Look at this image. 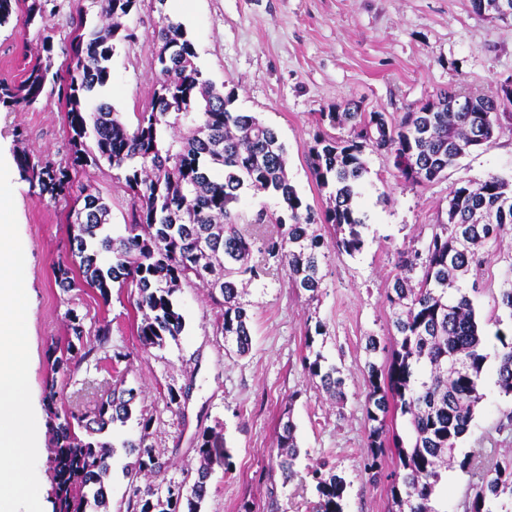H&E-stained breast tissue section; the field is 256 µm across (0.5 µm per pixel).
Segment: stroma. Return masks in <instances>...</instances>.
I'll list each match as a JSON object with an SVG mask.
<instances>
[{"instance_id":"obj_1","label":"stroma","mask_w":512,"mask_h":512,"mask_svg":"<svg viewBox=\"0 0 512 512\" xmlns=\"http://www.w3.org/2000/svg\"><path fill=\"white\" fill-rule=\"evenodd\" d=\"M180 22L193 43L205 78L233 92L237 111L272 127L284 144L288 177L314 210L329 202L308 165V148L318 131V113L348 100L368 112L401 117L436 92L459 90L491 95L512 81V17L476 13L471 0H140L127 19L129 39L115 42L111 76L96 96L112 105L127 124L149 103L156 83L154 25L160 15ZM36 27H0V80L20 82L36 56ZM69 127L57 100L29 109L0 106V195L9 199L11 222L23 243L19 278L28 296L22 333L28 350L27 394L37 412L43 448L51 446V418L44 401L47 384L60 394L58 410L89 409L115 385L134 390L133 414L104 437L115 448L112 479L105 487L109 512H127L133 487L125 467L124 440L144 439L164 464L162 485L192 482L199 466L197 435L219 432L225 452L214 458L201 512H308L317 493L308 471L328 462L346 482L344 512H388L398 458L385 447L378 480L364 471L370 424L365 416L368 356L365 343L389 344L391 309L386 293L399 251L423 247L444 218L453 189L489 176L512 179V122L503 121L486 146L459 158L438 180L411 185L395 175L384 154L366 152L367 171L358 185L364 218L359 253L329 252L316 298L295 292L288 271L242 285L251 315L252 347L243 357L227 355L216 330L219 311L198 282L183 283L175 298L185 318L178 339L143 347L133 328L135 309L124 290L101 298L89 287L63 292L54 267L69 248L73 200L41 201L20 178L19 151L65 166L70 162ZM89 192L111 209V228L121 231L131 193L118 170L89 165L77 175ZM512 277V232L491 245L471 295L485 337L487 362L483 399L457 458L495 449L512 459V435L498 434L504 410L512 407L497 384L498 333L512 332V313L499 306V288ZM77 315L86 340L97 322H112V353L125 356L117 368L81 364L73 372L54 364L56 343L69 336ZM322 326L313 344L308 331ZM322 354L345 379V397L330 398L316 387L303 356ZM178 403H170V393ZM291 419L300 454L296 477L284 481L272 468L279 423ZM149 429H142V420ZM477 477L471 470L448 471L435 493L438 512H463Z\"/></svg>"}]
</instances>
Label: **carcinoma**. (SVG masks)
Instances as JSON below:
<instances>
[{
  "label": "carcinoma",
  "instance_id": "obj_1",
  "mask_svg": "<svg viewBox=\"0 0 512 512\" xmlns=\"http://www.w3.org/2000/svg\"><path fill=\"white\" fill-rule=\"evenodd\" d=\"M50 2L24 0L23 26L44 24ZM138 2L94 0L103 21L99 28L86 27V10L77 8L74 34L61 47L68 60L61 72L52 71V36L44 28L38 30L45 58L19 84L0 83V105L30 108L53 96L64 104L70 165L21 153L15 157L16 166L42 200L83 199L70 224L69 253L55 268L56 283L65 292L85 283L105 301L116 283L133 288L135 308L142 312L137 335L144 347H160L166 337L174 339L183 332L185 319L174 295L182 282L195 279L220 308L225 343L235 346L238 355L247 353L250 316L240 301L238 278L257 280L270 274L271 264L285 263L291 287L313 299L321 288L326 250L353 255L363 248L364 220L354 199L366 172V151L388 155L403 181L430 183L471 149L490 143L501 120L512 121V113L501 110L512 106V89L507 87L471 100L444 90L394 122L383 112H364L354 102L321 112L319 124L333 129L348 125L350 137L322 131L308 149L316 182L331 189L329 206L318 213L290 184L287 152L276 131L253 115L231 109L233 96L203 77L182 24L163 13L153 31L158 76L150 110L129 126L110 104L88 103L109 80L114 42L129 37L125 21ZM102 161L124 173L135 199L123 235H111L109 207L84 194L72 176V171ZM246 190L273 193L281 200L280 209L260 210L241 221L238 205ZM315 224L331 225L336 236L325 241L313 230ZM511 226L512 183L490 176L456 187L448 200L447 219L437 225L425 250L399 255L387 293L396 334L387 361L367 363L364 404L371 422L366 471L379 468L376 449L384 447L390 433L388 418L406 416L413 429L407 445L393 437L398 465L390 495L395 512H439L432 500L443 471L473 464L471 455L455 461L454 450L482 400L487 355L463 281L480 269L487 248ZM255 250L264 259L252 264L249 258ZM69 329L75 340L67 341L60 363L98 364L108 354L111 322L98 323L89 345L84 344L78 316L70 318ZM497 338L507 348L496 368L498 384L511 397L512 343H505L501 332ZM303 362L321 389L343 397L344 380L336 376L335 366H324L319 353ZM133 399V390L114 387L94 408L61 414L54 410L55 390L47 392L48 407L58 420L52 426L50 463L59 512H84L91 500L106 506L104 482L111 471L112 444L100 436L109 425L129 419ZM198 441L200 466L187 512H200L209 466L222 452L217 437L207 430ZM142 445L123 443L128 453L137 454L134 475L149 478L161 472L162 464ZM277 447L275 464L291 481L299 455L292 421L281 424ZM309 474L318 495L313 512H343L345 480L324 464L315 465ZM181 498L182 487L167 486L161 512H181ZM505 499L512 500V461H497L473 484L463 512H493L492 504Z\"/></svg>",
  "mask_w": 512,
  "mask_h": 512
}]
</instances>
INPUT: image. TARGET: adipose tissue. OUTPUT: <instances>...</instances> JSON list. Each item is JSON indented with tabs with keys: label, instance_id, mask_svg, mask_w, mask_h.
I'll return each mask as SVG.
<instances>
[{
	"label": "adipose tissue",
	"instance_id": "adipose-tissue-1",
	"mask_svg": "<svg viewBox=\"0 0 512 512\" xmlns=\"http://www.w3.org/2000/svg\"><path fill=\"white\" fill-rule=\"evenodd\" d=\"M0 212V512H40V475L32 461L41 452L35 414L26 394L28 353L21 331L26 298L18 269L22 243Z\"/></svg>",
	"mask_w": 512,
	"mask_h": 512
}]
</instances>
